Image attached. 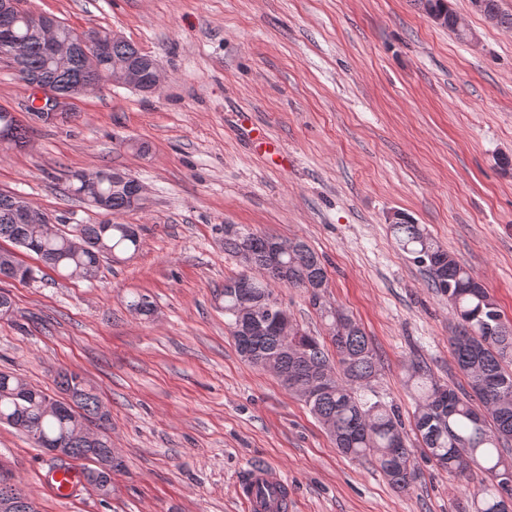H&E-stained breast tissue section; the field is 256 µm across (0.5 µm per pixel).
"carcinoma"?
<instances>
[{"label":"carcinoma","instance_id":"cac0c4a2","mask_svg":"<svg viewBox=\"0 0 512 512\" xmlns=\"http://www.w3.org/2000/svg\"><path fill=\"white\" fill-rule=\"evenodd\" d=\"M419 3L426 11L444 15L442 27L462 40L470 37V29L450 7L449 0ZM484 4L495 25L512 28V14L501 10L499 0H484ZM51 22L47 30L25 18L15 23L13 40L25 47L20 81L38 78L48 89L62 90L83 83L93 64L104 80L134 65L142 86L152 93L161 90V80L150 68L148 54L124 39L109 41L106 30L100 35L111 42V47L101 59L93 61L79 50L65 57L49 56L43 49L46 40L67 44L78 37L73 28L57 18H51ZM0 126L11 130L7 148L27 142L29 128L13 113L0 109ZM111 172L108 166L68 172V192L94 209L97 203H105L104 213L110 216L99 224H77L69 231L20 223L16 219L20 200L0 193V240L36 254L62 276L96 279L104 258L117 260L119 255L140 247L135 226L116 221L137 207L132 202L134 189L115 186L107 177ZM390 229L400 249L424 269L431 287L448 298L455 316L452 352L469 386V390L461 391L449 383L441 384L425 364L413 363L408 373L417 390L414 433L421 439L425 459L457 481L468 480L472 468H480L488 482L475 512H501L503 495L512 496V487L504 485L512 472V458L505 456V445L512 443V323L503 318L494 296L471 269L421 225L397 213ZM272 239V235L245 228L237 235L224 234V251L247 264V271L225 279L221 290L224 316L237 351L256 367L272 368L288 393L305 402L340 453L352 459L368 458L395 488H410L419 476V468L400 416L395 409L365 394L381 370L365 332L342 309L323 303L328 276L316 252L295 239L293 251L275 256ZM1 274L25 281L32 278L33 271L20 263L15 252L0 248ZM278 287L310 293L313 306L324 317L337 367H332L319 339L297 325L286 336L277 331L251 336L235 331L241 307L254 305L258 317H264L267 303L278 301ZM129 308L143 319L155 312L145 294L133 295ZM56 385L69 401H60L56 395L0 370V423L26 432L40 447L48 440L60 442L68 449L67 460L114 462L110 436L94 437L84 431L85 421L107 429L111 420L110 413L101 411V401L87 380L76 372H64L58 374ZM2 503L7 505L6 512H36L28 494L0 478Z\"/></svg>","mask_w":512,"mask_h":512}]
</instances>
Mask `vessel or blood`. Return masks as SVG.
<instances>
[{"mask_svg": "<svg viewBox=\"0 0 512 512\" xmlns=\"http://www.w3.org/2000/svg\"><path fill=\"white\" fill-rule=\"evenodd\" d=\"M46 480L58 494L66 496L78 490L83 482L80 468H56ZM238 497L248 512H288V482L275 467L264 464L252 467L237 483Z\"/></svg>", "mask_w": 512, "mask_h": 512, "instance_id": "b4317fda", "label": "vessel or blood"}]
</instances>
